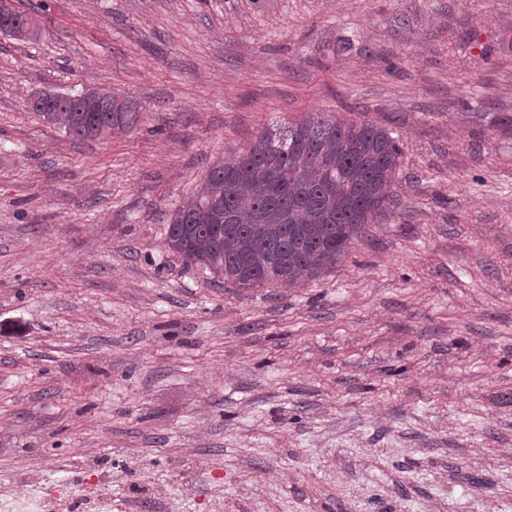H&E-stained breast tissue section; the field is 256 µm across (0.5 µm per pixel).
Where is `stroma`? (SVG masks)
<instances>
[{
  "instance_id": "stroma-1",
  "label": "stroma",
  "mask_w": 512,
  "mask_h": 512,
  "mask_svg": "<svg viewBox=\"0 0 512 512\" xmlns=\"http://www.w3.org/2000/svg\"><path fill=\"white\" fill-rule=\"evenodd\" d=\"M0 35V490L112 512H512V0H16ZM107 88L79 139L28 107ZM399 137L385 216L296 288L165 245L310 111ZM24 16L31 17L28 13L17 9L14 4L12 10L0 13V34L19 40H23L29 36L37 34L35 25L32 26L31 29L28 28L26 30L25 27L20 26V24H16V21L22 20ZM75 100L70 94H59L58 99L39 100V107L31 109L46 123L80 138H98L112 134L117 128H132L140 117V107L133 100L118 96L106 89H85Z\"/></svg>"
}]
</instances>
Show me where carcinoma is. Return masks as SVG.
Segmentation results:
<instances>
[{
    "instance_id": "1",
    "label": "carcinoma",
    "mask_w": 512,
    "mask_h": 512,
    "mask_svg": "<svg viewBox=\"0 0 512 512\" xmlns=\"http://www.w3.org/2000/svg\"><path fill=\"white\" fill-rule=\"evenodd\" d=\"M0 13V34H37ZM46 123L80 138L132 128L133 100L87 89L72 105L47 97L33 108ZM401 149L392 132L372 122L309 112L263 130L244 153L214 166L170 216L168 249L241 288L304 285L332 267L392 199Z\"/></svg>"
}]
</instances>
